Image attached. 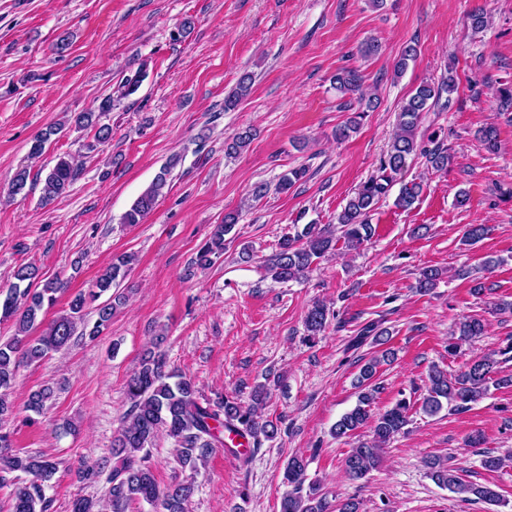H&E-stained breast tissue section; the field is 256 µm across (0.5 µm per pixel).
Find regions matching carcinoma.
Masks as SVG:
<instances>
[{
    "mask_svg": "<svg viewBox=\"0 0 512 512\" xmlns=\"http://www.w3.org/2000/svg\"><path fill=\"white\" fill-rule=\"evenodd\" d=\"M145 77L146 69L138 67L123 76L114 92L104 97L95 110L73 115L71 121L76 127L94 131V142L86 144L88 151L95 150L96 144L111 138L112 128L101 123V119L122 100L136 94ZM362 82L363 75L359 70L343 68L336 74L335 89L343 97L350 96L359 91ZM253 83V75L243 73L235 89L224 97V111L235 110L250 94ZM454 91L452 78L437 86L426 82L416 87L401 108L397 130L377 173L356 189L337 215L336 224H306L300 231L283 235L275 251L264 261V277L278 283L297 280L309 273L319 259L336 251L338 242H343L349 250H359L369 242L373 235L370 212L380 198L387 195L394 176L403 171L408 160L417 153V129L422 114L430 108L429 101L437 103L443 95ZM59 131L60 128L51 127L37 134L31 141L30 155L40 157L51 136ZM477 136L488 151L498 148L495 127H484L478 130ZM253 139L254 133L250 128L232 134L224 141L225 156L240 155ZM431 143L433 147L423 151L427 163L436 170L447 168L448 148L436 138ZM179 160L177 155L169 159L125 212L122 223L128 226L140 224L154 210ZM78 173L79 168L71 160L59 159L44 177L41 201L49 203L64 194ZM306 175L307 169L303 166L290 169L280 177L276 189L285 191ZM422 191L420 182L405 185L396 197L395 206L410 209ZM238 219L239 215L229 213L224 216V223L213 225L209 238L195 255L197 267L206 269L224 255L225 236L233 231ZM134 262L135 255L128 253L113 258L91 288L75 294L68 303V309L49 321L33 341L27 339L28 333L38 317L55 305L57 294L67 289V283L58 278L41 281L40 269L33 264L21 265L13 272V282L8 288L0 289V322L12 323L16 332L12 339L0 343V422L14 413L9 390L19 363L24 360L36 362L49 352L66 347L78 332L91 339L102 335L111 325L113 314L125 302V297L112 292V289L127 279ZM438 279V269L425 268L419 274L417 289L426 293L434 288ZM107 292L110 297L97 303ZM94 302L97 303L96 320L90 327L84 324V317L86 308ZM329 317L330 309L320 301L308 309L305 316L308 339L325 331ZM484 331L482 319L473 316L463 318L459 322L458 336L448 344V350L456 349L460 343L474 339ZM388 338V330L381 327L380 322L373 321L361 329L353 339V345L359 346L369 340L378 347L387 344ZM163 341L164 337H157L155 349L144 355L138 369L125 383L129 409L111 448L114 465L108 500L112 512H127L135 501L150 505L156 512H189V502L195 491L194 481L189 478L162 487L155 478L150 445L161 432L174 441L181 468L193 474L206 464L216 448L227 449L247 464L264 442L274 440L279 433L278 425L262 416L267 399L264 385L252 388L247 404L237 397L222 394L213 399L204 398L192 378L180 375L170 367L165 354L158 350ZM392 355L393 350H382L361 367L357 380L360 388L358 404L333 427V434L341 438L372 423V438L351 449L344 460L346 473L356 480L366 478L378 467L383 446L403 433L410 423V403L404 399L383 412L376 413L372 409L379 390L372 380L378 365ZM498 365L499 361L490 354L472 361L454 376L433 368L429 374L427 395L422 402L423 410L434 414L442 408L444 401L456 410H464L485 398L490 385L512 384V378L500 375ZM54 394V389L49 386L30 392L26 410L41 414ZM226 433L247 440L248 448L243 451L234 449L233 444L224 441ZM11 447V433L0 429V486L13 485L12 512H51L52 500L46 496V487L57 470V463L41 455L14 453L10 451ZM308 464L309 460L302 455L294 454L288 458L284 482L289 490L281 498L279 512H329L320 485L307 481ZM426 466L428 476L437 486L462 495L465 501L489 506L502 503L500 494L491 486L463 482L446 459L433 457Z\"/></svg>",
    "mask_w": 512,
    "mask_h": 512,
    "instance_id": "obj_1",
    "label": "carcinoma"
}]
</instances>
